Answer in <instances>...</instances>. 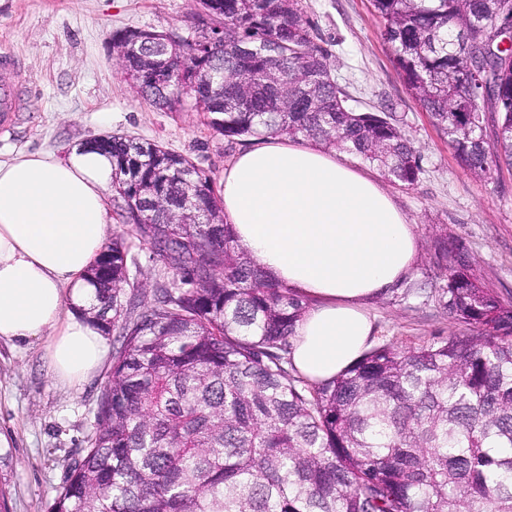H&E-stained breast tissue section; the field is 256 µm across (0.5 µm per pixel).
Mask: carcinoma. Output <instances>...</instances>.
Returning a JSON list of instances; mask_svg holds the SVG:
<instances>
[{
	"instance_id": "obj_1",
	"label": "carcinoma",
	"mask_w": 512,
	"mask_h": 512,
	"mask_svg": "<svg viewBox=\"0 0 512 512\" xmlns=\"http://www.w3.org/2000/svg\"><path fill=\"white\" fill-rule=\"evenodd\" d=\"M193 35L174 39L173 86L125 68L141 96L191 105L229 140L313 141L351 151L404 187L420 162L394 116L356 112L301 0H198ZM412 97L482 178L512 166V47L477 52L512 16V0H372ZM224 28V48L206 33ZM499 113L494 141L484 105ZM121 217L159 265L140 307L137 260L112 239L82 310L115 332L112 379L92 432L48 512H512V301L466 261L449 266L448 317L472 325L418 347L384 343L331 381L292 367L305 306L235 239L214 182L185 156L114 135ZM193 201L199 224H168Z\"/></svg>"
}]
</instances>
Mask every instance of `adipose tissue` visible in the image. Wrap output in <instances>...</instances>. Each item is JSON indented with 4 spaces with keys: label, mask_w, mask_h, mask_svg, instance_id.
Masks as SVG:
<instances>
[{
    "label": "adipose tissue",
    "mask_w": 512,
    "mask_h": 512,
    "mask_svg": "<svg viewBox=\"0 0 512 512\" xmlns=\"http://www.w3.org/2000/svg\"><path fill=\"white\" fill-rule=\"evenodd\" d=\"M111 188V157L81 146L0 161V342L45 340L46 368L67 387L107 350L80 309L112 222ZM220 198L255 263L308 303L295 369L326 381L360 359L372 343L367 304L397 288L418 254L414 224L379 181L348 155L273 137L235 155Z\"/></svg>",
    "instance_id": "1"
}]
</instances>
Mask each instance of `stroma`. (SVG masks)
<instances>
[{"instance_id":"obj_1","label":"stroma","mask_w":512,"mask_h":512,"mask_svg":"<svg viewBox=\"0 0 512 512\" xmlns=\"http://www.w3.org/2000/svg\"><path fill=\"white\" fill-rule=\"evenodd\" d=\"M316 43L360 112H387L420 153L410 187L389 185L419 237L408 277L369 311L375 342L400 346L467 336L470 325L449 318L440 300L447 279L439 247L464 255L470 273L502 298H512V168L477 179L459 165L446 137L415 101L382 35L371 0H303ZM196 0H0V52L18 60L27 90L24 110L0 135V160L22 151L62 156L104 133L159 144L187 156L220 181L248 138L229 141L200 112H165L127 82L110 47L128 27L192 33ZM44 345L0 343V496L9 512H47L81 456L111 361L77 388L55 384Z\"/></svg>"}]
</instances>
